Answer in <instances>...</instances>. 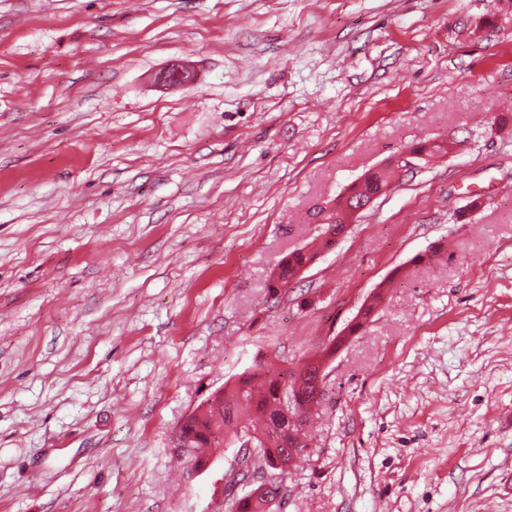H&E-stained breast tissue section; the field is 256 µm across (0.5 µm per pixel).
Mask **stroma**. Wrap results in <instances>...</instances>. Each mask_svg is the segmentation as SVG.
<instances>
[{"label":"stroma","instance_id":"1","mask_svg":"<svg viewBox=\"0 0 512 512\" xmlns=\"http://www.w3.org/2000/svg\"><path fill=\"white\" fill-rule=\"evenodd\" d=\"M371 302L286 474L187 476L214 391ZM243 458L272 512H512V0H0V512H229ZM411 148L412 151H401L379 166H389L396 170H407L408 168L413 167V160H419L423 157V155L413 152H422L425 156H433L436 153H447L448 149L444 144L428 143L427 141H418L412 145ZM389 167H384L374 171L368 170L364 180L360 183L355 182L350 185L346 190V194L336 200V207L334 206L329 209L328 214L333 213L335 209L336 216L339 217L342 211L357 204L359 200H369L372 196L385 193L381 192V189L387 185L388 186L385 189L389 190V184L395 176V171ZM374 199L375 198L373 197L368 202L361 201L357 207L348 209L342 217L344 219V227L342 221L340 219L337 221L336 216L334 215L328 220V222L335 223V221H337L335 225L337 228L343 227L342 231L339 232L334 224H322L323 236L328 238L331 241V244L336 242V240L345 234L348 226L347 224H351L361 211L370 206ZM325 238L322 239V244L324 247H327L329 246V241ZM317 256V249L301 248L291 252L278 266L273 281L269 286L271 291L277 293V288L288 286L303 268L313 264Z\"/></svg>","mask_w":512,"mask_h":512}]
</instances>
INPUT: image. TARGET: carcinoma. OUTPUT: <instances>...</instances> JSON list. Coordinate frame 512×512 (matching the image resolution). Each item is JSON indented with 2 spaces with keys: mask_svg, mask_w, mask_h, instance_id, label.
I'll return each mask as SVG.
<instances>
[{
  "mask_svg": "<svg viewBox=\"0 0 512 512\" xmlns=\"http://www.w3.org/2000/svg\"><path fill=\"white\" fill-rule=\"evenodd\" d=\"M395 171L384 167L367 171L361 182L350 185L346 194L336 200V214L357 204L361 199H370L381 194V189L390 184ZM318 256L316 249H297L291 252L278 266L270 289L288 286L298 273L313 264ZM318 361L310 360L294 370H279L274 367H258L257 370L240 378L233 386L223 391V397L217 404L191 415L180 426L181 437L189 443L190 460L196 463L206 462L212 448L224 447L225 435L252 433L256 438L266 440L260 447L262 458L268 467H274L276 460L283 459L288 452V439L282 436L284 415L280 407L278 391L280 387L298 389L306 405L302 413H307L317 401L313 399L311 381ZM280 486L272 482L268 498L250 501L243 497L234 501L237 512H266L279 494Z\"/></svg>",
  "mask_w": 512,
  "mask_h": 512,
  "instance_id": "carcinoma-1",
  "label": "carcinoma"
}]
</instances>
